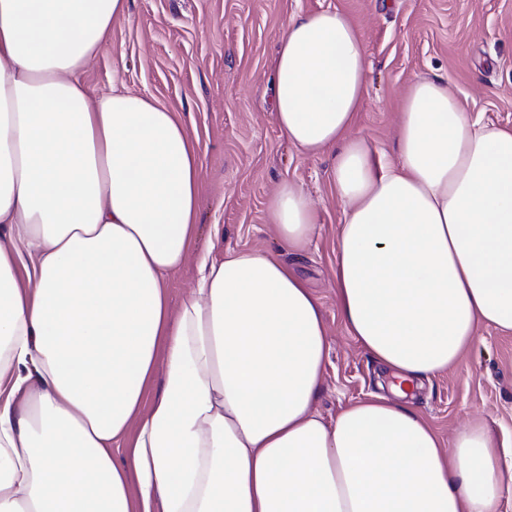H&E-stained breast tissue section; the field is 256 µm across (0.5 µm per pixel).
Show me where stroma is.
<instances>
[{
    "instance_id": "obj_1",
    "label": "stroma",
    "mask_w": 512,
    "mask_h": 512,
    "mask_svg": "<svg viewBox=\"0 0 512 512\" xmlns=\"http://www.w3.org/2000/svg\"><path fill=\"white\" fill-rule=\"evenodd\" d=\"M326 8L346 14L370 62L355 135L395 157L399 106L417 78L442 75L468 112L512 127V0H130L87 67L90 92L113 78L178 113L197 138L200 216L196 253L168 282L179 306L198 273L197 256L254 250L294 266L318 298L329 355L314 409L333 419L378 389L380 368L346 332L336 309L334 270L342 206L332 184L334 150L310 156L280 133L271 110L272 58L290 16ZM308 194L320 222L294 255L268 222L282 181ZM452 445L477 420L512 438V334L481 329L479 341L448 372L407 396Z\"/></svg>"
}]
</instances>
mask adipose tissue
Wrapping results in <instances>:
<instances>
[{
	"instance_id": "1",
	"label": "adipose tissue",
	"mask_w": 512,
	"mask_h": 512,
	"mask_svg": "<svg viewBox=\"0 0 512 512\" xmlns=\"http://www.w3.org/2000/svg\"><path fill=\"white\" fill-rule=\"evenodd\" d=\"M128 9L0 0V512H500L512 467L488 429L446 453L399 385L457 365L481 328L512 333V128L419 78L387 160L352 133V20L289 19L275 121L306 154L336 150V308L400 380L328 422L325 321L293 266L207 255L167 303L195 245V145L176 113L82 79ZM269 219L298 254L319 215L286 180ZM196 254H191L185 267L172 276L168 282L167 292L173 308H177L183 299L189 295L191 288H193L194 279L198 273Z\"/></svg>"
}]
</instances>
